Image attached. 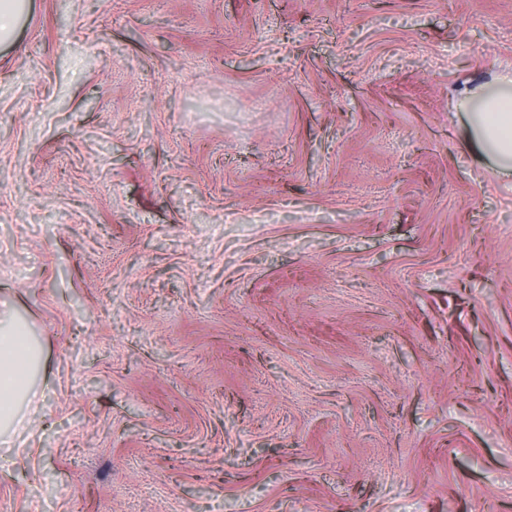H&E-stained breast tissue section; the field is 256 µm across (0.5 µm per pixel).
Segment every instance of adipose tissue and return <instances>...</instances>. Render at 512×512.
I'll return each instance as SVG.
<instances>
[{"label":"adipose tissue","instance_id":"ef3b65f1","mask_svg":"<svg viewBox=\"0 0 512 512\" xmlns=\"http://www.w3.org/2000/svg\"><path fill=\"white\" fill-rule=\"evenodd\" d=\"M473 95H463L459 108L470 115V139L482 155L491 157L500 175H512V77L502 76L501 87L483 98L480 111H472ZM40 350L28 323L10 310H0V437L9 438L21 429L26 404L36 396L34 369Z\"/></svg>","mask_w":512,"mask_h":512}]
</instances>
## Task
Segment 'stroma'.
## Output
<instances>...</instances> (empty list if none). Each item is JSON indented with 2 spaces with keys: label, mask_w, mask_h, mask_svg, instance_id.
Instances as JSON below:
<instances>
[{
  "label": "stroma",
  "mask_w": 512,
  "mask_h": 512,
  "mask_svg": "<svg viewBox=\"0 0 512 512\" xmlns=\"http://www.w3.org/2000/svg\"><path fill=\"white\" fill-rule=\"evenodd\" d=\"M512 0H25L0 512H512ZM501 88L482 98L480 112H470L468 137L482 155L491 157L500 175H512V79L501 77ZM40 350L28 323L0 310V436L7 442L21 430L27 411L37 396L33 380Z\"/></svg>",
  "instance_id": "obj_1"
}]
</instances>
